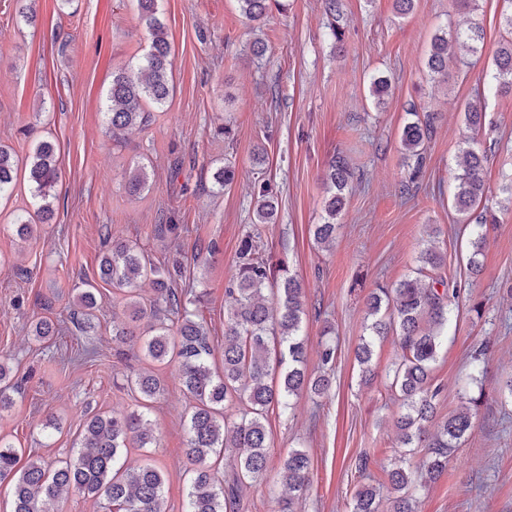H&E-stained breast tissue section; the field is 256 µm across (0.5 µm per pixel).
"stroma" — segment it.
<instances>
[{"mask_svg":"<svg viewBox=\"0 0 512 512\" xmlns=\"http://www.w3.org/2000/svg\"><path fill=\"white\" fill-rule=\"evenodd\" d=\"M393 2L341 0L345 37L338 44L323 0H285L260 26L236 0H161L173 93L148 123L116 141L105 117L112 72L149 43L134 0H71L66 8L35 0L34 28L17 21L21 0H0V143L23 159L50 139L62 169L54 217L32 240H21L13 226L18 211L33 208L28 184L18 182L0 199V357L23 381L11 410L0 414L1 439L53 462L72 456L89 414L136 410L130 367L153 372L164 386L148 413L157 443L126 457L162 470L169 512H185L189 401L174 366L120 354L112 317L123 306L100 280L99 261L110 235L137 240L154 262L182 260L178 285L203 293L197 313L219 349L224 288L249 236L262 255L285 259L304 286L308 372L318 370L324 325L334 327L338 350L328 396L302 395L290 414L269 410L268 470L243 489L235 512H277L280 467L294 448L311 458L297 512H348L358 489L385 482L396 457L399 405L388 372L398 348L391 337L377 343L375 378L362 382L355 348L365 333V299L376 284L412 275L431 244L445 254L441 274L459 292L433 370L438 416L456 413L465 392L480 405L447 471L419 492L418 512H512V401L503 395L512 378V93L483 94L512 0H479L474 12L456 0H414L405 15ZM473 22L484 30L477 54L468 65L449 64L447 80L431 79L426 60L434 35ZM256 41L266 46L263 56L250 51ZM375 75L389 81L380 105L369 94ZM479 99L497 221L485 228L482 271L474 278L466 267L470 230L451 200L464 108ZM414 111L435 118L420 167L400 146ZM258 146L265 150L259 166ZM339 153L355 178L336 240L323 250L312 227L322 221L327 166ZM141 161L152 164V186L132 196L128 175ZM227 162L238 181L213 190L212 174ZM257 179L276 194L275 223L254 221ZM167 224L184 230L168 234ZM88 286L99 291V310L83 331L70 314L74 296ZM46 315L64 329L47 345L31 335ZM365 455L371 463L362 472Z\"/></svg>","mask_w":512,"mask_h":512,"instance_id":"obj_1","label":"stroma"}]
</instances>
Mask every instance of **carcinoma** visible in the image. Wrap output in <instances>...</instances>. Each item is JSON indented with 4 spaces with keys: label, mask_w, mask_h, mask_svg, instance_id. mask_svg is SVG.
<instances>
[{
    "label": "carcinoma",
    "mask_w": 512,
    "mask_h": 512,
    "mask_svg": "<svg viewBox=\"0 0 512 512\" xmlns=\"http://www.w3.org/2000/svg\"><path fill=\"white\" fill-rule=\"evenodd\" d=\"M142 22L151 40L136 61L112 72L106 97L108 129L112 136L133 125L148 122L150 112L163 106L171 95L173 57L164 23L158 17L159 0H136ZM242 14L252 22H265L272 0H237ZM477 52L483 39L482 27L474 23L434 37L427 59L428 71L442 78L448 75V40ZM512 91V40L501 47L494 58L492 82L488 91ZM463 162L455 175L457 182L453 207L465 223L471 224L472 250L467 270L479 272L483 227L496 221L486 205L484 171L487 148L481 138L485 112L469 103L465 107ZM434 117L411 120L405 124L401 144L420 166L424 143L430 138ZM19 158L12 147L0 144V197L16 184ZM25 172L34 201V213L14 217L16 234L23 240L34 237L37 223L54 216L55 187L61 171L55 159L54 145L42 140L27 157ZM235 167L225 164L213 173L214 184L224 189L236 182ZM354 171L342 156L328 163V197L324 223L314 225L318 245L336 240L339 225L336 216L345 206ZM149 188L147 166L139 165L127 181L128 193L141 194ZM277 207L269 196L268 185L260 183L255 216L260 224H273ZM99 264L100 279L123 294L125 319L112 324V336L122 341L142 342L144 358L152 362L175 364L177 379L192 402L187 421L186 474L188 491L186 512H234L241 487L261 479L268 468L270 440L265 426L272 406L292 409L293 401L308 392L324 397L331 386L328 371L336 364V345L329 336L331 325L323 328L318 350L319 373L305 367L307 349L302 332L305 314L302 284L286 267L274 264L258 253L251 237L239 249L234 276L225 289L224 347L222 367L212 366L214 348L202 322L190 306L202 295L175 287L171 272L156 265L129 239L112 238L106 242ZM445 265L441 252L425 249L420 256L417 276L392 287L378 286L366 296L370 323L360 338L356 360L362 378H371L372 349L376 341L392 335L399 356L390 374V388L400 401L401 412L395 421L398 433V458L389 471V487L396 496L389 498L390 512H416L415 493L448 469V459L473 429V417L479 399L464 394L462 409L438 422L436 399L440 387L433 384L432 370L443 339L442 330L456 308L457 290L437 275ZM149 279L155 297L140 293L139 282ZM76 324L82 330L92 327L97 309L95 288L76 295ZM63 328L47 316L33 327L39 341L62 333ZM129 388L140 395L141 410L130 413L94 414L84 424L72 459L53 465L40 456H30L17 468L20 449L0 439V483L13 489L12 512H45L43 505L61 501L69 491L103 501L102 512H167L163 495L164 474L146 463L131 467L122 462L123 449L150 448L156 443L148 427L145 410L149 402L164 391L159 378L146 371H130ZM18 391L10 379L6 361L0 360V412L14 404L11 393ZM425 448L422 464L413 466L407 449ZM236 457L238 471L234 483L224 486L219 464L223 457ZM283 480L291 492L281 500L279 512H295L297 501L309 484L310 457L307 451L293 449L281 468ZM380 491L373 486L360 489L353 497L350 512H378Z\"/></svg>",
    "instance_id": "carcinoma-1"
}]
</instances>
